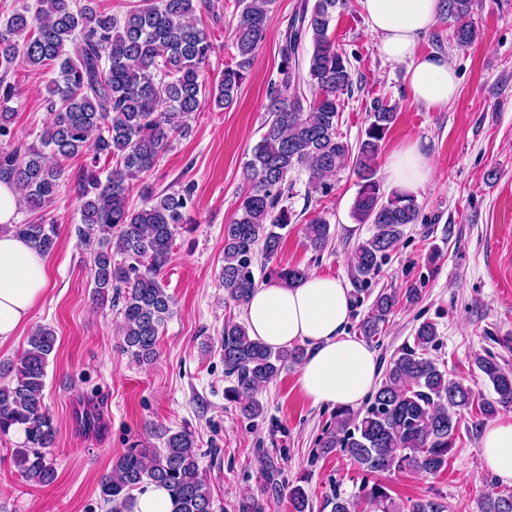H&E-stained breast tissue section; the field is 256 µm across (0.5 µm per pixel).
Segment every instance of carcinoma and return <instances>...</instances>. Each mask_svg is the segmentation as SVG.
Instances as JSON below:
<instances>
[{
  "mask_svg": "<svg viewBox=\"0 0 512 512\" xmlns=\"http://www.w3.org/2000/svg\"><path fill=\"white\" fill-rule=\"evenodd\" d=\"M273 0H239L242 9L233 28L236 61L212 88L204 69L214 43L196 23V13L208 0H139L122 15L98 9L97 0H37L35 12L24 8L0 24V180L17 189L20 204L32 215L25 224L0 225L43 255L56 246L58 226L45 211L55 202L64 169L60 161L81 153L92 164L77 174V199L84 243L93 248L92 299L121 305L124 350L134 359L156 353L160 328L170 315L172 297L157 279L177 234L190 223L195 185L179 183L161 191L144 186V202L128 205L132 181L143 180L173 140L190 132L189 120L210 96L219 109L230 107L247 78L268 31ZM445 18L454 22L456 43L466 47L478 38L470 20L473 0H442ZM342 0H302L288 24L280 46L277 80L268 91L265 131L246 163V187L238 197L235 218L224 225V259L220 271L224 300L243 306L258 285L257 256L270 262L278 257L284 230L292 224L288 208V175L296 168L309 172L308 193L327 196L328 178L353 170L359 178L351 206L358 224L372 226V234L354 254L355 280L364 283L379 272L410 224L416 223L415 196L394 189L384 192L375 177L382 143L397 120V107L374 106L370 121L356 144L337 132L341 97L353 84L349 61L331 41L328 31ZM311 49L300 61L304 44ZM58 64L45 98L51 121L40 134V145L16 142L11 102L16 88L7 81L18 64L43 68ZM311 97L297 92L301 84ZM112 160L101 178L97 162ZM308 246L321 252L331 242L325 216L311 218L303 228ZM121 255L117 262L114 256ZM274 276L293 287L307 272L279 266ZM421 289L404 288L402 297L381 291L360 324L374 339L403 299L414 304ZM437 327L420 324L413 344L404 345L391 359L371 402L363 411L337 409L333 428L321 442V452L336 449L372 476L395 472L435 475L448 467L455 433L463 412L473 405L483 417L500 407H512V369L489 353L476 360L496 397L475 402L473 389L448 377L428 357L435 346ZM56 344L52 328L41 326L28 339V348L13 367L14 376L0 385V435L22 432L23 441L13 463L27 480L48 485L56 476L47 449L57 429L45 403L48 357ZM224 375L234 385L226 399L239 404L246 419L263 414L248 394L276 379L288 364L302 361L301 347L274 350L250 338L248 328L229 317L221 336ZM164 448L133 447L113 461L100 480L101 496L110 512H134L135 489L164 486L171 494L172 512H213V501L201 472L196 443L186 430L163 434ZM331 512H446L434 497L397 503L379 481L362 488L355 499L336 496L327 502ZM481 512H512V492H488Z\"/></svg>",
  "mask_w": 512,
  "mask_h": 512,
  "instance_id": "1",
  "label": "carcinoma"
}]
</instances>
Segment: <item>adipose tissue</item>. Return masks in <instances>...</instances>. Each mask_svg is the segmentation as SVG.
<instances>
[{
	"label": "adipose tissue",
	"instance_id": "1",
	"mask_svg": "<svg viewBox=\"0 0 512 512\" xmlns=\"http://www.w3.org/2000/svg\"><path fill=\"white\" fill-rule=\"evenodd\" d=\"M378 48L390 61L407 63L412 98L444 109L458 95L457 73L439 53L416 56L418 38L437 23L441 0H359ZM434 172L419 141L396 150L386 165L388 181L404 192L428 183ZM52 288L46 258L24 240L0 233V343L14 336ZM351 314L349 288L336 278L311 274L297 287L277 281L259 284L245 306L248 332L272 348L303 343L306 357L299 370L302 394L313 404L358 409L375 391L382 364L375 350L346 326ZM479 467L512 484V415L484 426L478 448Z\"/></svg>",
	"mask_w": 512,
	"mask_h": 512
}]
</instances>
